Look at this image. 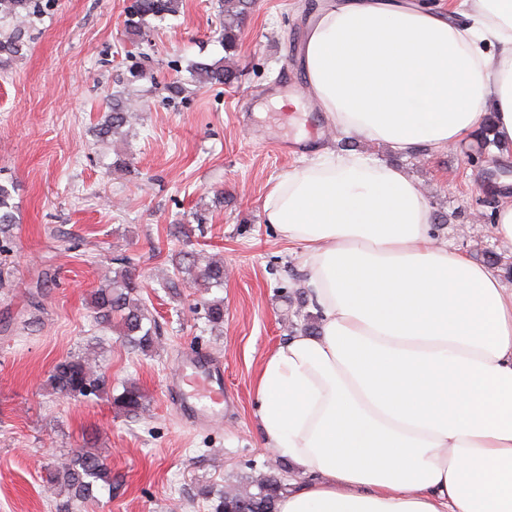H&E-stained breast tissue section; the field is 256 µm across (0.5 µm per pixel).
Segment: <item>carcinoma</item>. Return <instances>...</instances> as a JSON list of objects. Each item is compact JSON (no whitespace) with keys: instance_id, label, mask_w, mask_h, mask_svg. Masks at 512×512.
Masks as SVG:
<instances>
[{"instance_id":"obj_1","label":"carcinoma","mask_w":512,"mask_h":512,"mask_svg":"<svg viewBox=\"0 0 512 512\" xmlns=\"http://www.w3.org/2000/svg\"><path fill=\"white\" fill-rule=\"evenodd\" d=\"M32 0H0V15L25 23L31 18ZM252 7V0H224L222 41L224 51H236L243 23ZM178 11L177 0H133L129 6L125 26L127 33L143 37L150 29V21L164 20ZM26 47L21 30L0 40V69L20 55ZM193 79L210 86H231L238 81V74L219 60L213 63L197 62L192 65ZM131 100L115 98L110 112L98 125L97 134L109 137L133 124ZM15 185L0 183V234L8 235L16 224L12 203ZM119 267L107 269L102 274L103 285L92 296L96 320L106 327L115 326L121 342L141 352L150 351L157 336L156 320L141 302V284L127 258L118 259ZM173 275L168 288L177 290L186 283L206 289L224 287V263L202 261L200 254L182 252L172 260ZM205 318L211 323L224 322V300L213 299L203 303ZM48 384L63 396L91 399L110 391V385L96 360L87 356H67L52 367ZM112 404L130 418L140 416L146 410L145 395L134 381L122 385V391L112 396ZM47 488L56 492L64 489L68 498L80 503L95 499V491L112 486V470L96 453L78 451L63 456L48 466ZM257 491L215 492L206 486L201 489L203 498L211 501V512H277V502L285 487L281 478L273 473L256 482Z\"/></svg>"}]
</instances>
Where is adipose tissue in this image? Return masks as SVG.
<instances>
[{"mask_svg": "<svg viewBox=\"0 0 512 512\" xmlns=\"http://www.w3.org/2000/svg\"><path fill=\"white\" fill-rule=\"evenodd\" d=\"M304 68L339 136L445 149L491 112L512 145V0L462 21L330 0ZM263 210L302 246L320 316L256 381L265 443L298 472L278 512H512V288L438 243L417 183L359 154H316Z\"/></svg>", "mask_w": 512, "mask_h": 512, "instance_id": "adipose-tissue-1", "label": "adipose tissue"}]
</instances>
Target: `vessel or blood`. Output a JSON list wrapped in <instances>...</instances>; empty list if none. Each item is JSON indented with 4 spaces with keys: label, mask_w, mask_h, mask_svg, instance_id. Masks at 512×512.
I'll return each instance as SVG.
<instances>
[{
    "label": "vessel or blood",
    "mask_w": 512,
    "mask_h": 512,
    "mask_svg": "<svg viewBox=\"0 0 512 512\" xmlns=\"http://www.w3.org/2000/svg\"><path fill=\"white\" fill-rule=\"evenodd\" d=\"M171 394L183 416L204 424L223 415L224 363L208 352H188Z\"/></svg>",
    "instance_id": "obj_1"
}]
</instances>
